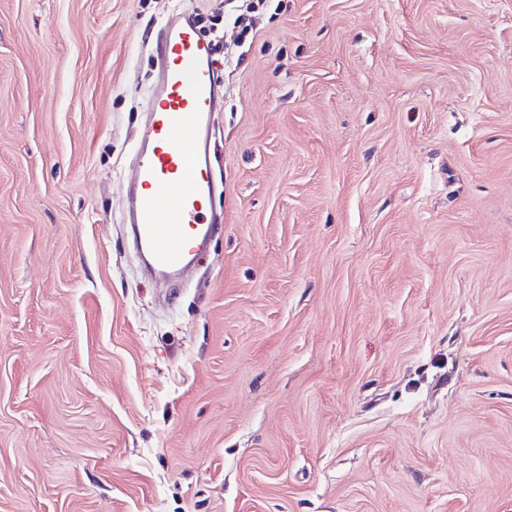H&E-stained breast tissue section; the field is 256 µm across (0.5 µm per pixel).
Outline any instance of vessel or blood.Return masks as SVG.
I'll return each instance as SVG.
<instances>
[{
    "instance_id": "vessel-or-blood-1",
    "label": "vessel or blood",
    "mask_w": 512,
    "mask_h": 512,
    "mask_svg": "<svg viewBox=\"0 0 512 512\" xmlns=\"http://www.w3.org/2000/svg\"><path fill=\"white\" fill-rule=\"evenodd\" d=\"M211 45L181 8L166 18L155 49L156 75L137 147L131 222L153 266L174 272L210 235V149L203 131L220 94Z\"/></svg>"
}]
</instances>
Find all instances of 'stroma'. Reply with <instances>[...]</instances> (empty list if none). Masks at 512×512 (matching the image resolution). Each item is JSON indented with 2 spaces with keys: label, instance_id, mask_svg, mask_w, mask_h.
<instances>
[{
  "label": "stroma",
  "instance_id": "stroma-1",
  "mask_svg": "<svg viewBox=\"0 0 512 512\" xmlns=\"http://www.w3.org/2000/svg\"><path fill=\"white\" fill-rule=\"evenodd\" d=\"M182 3L210 207L125 187ZM0 0V512H512V0Z\"/></svg>",
  "mask_w": 512,
  "mask_h": 512
}]
</instances>
